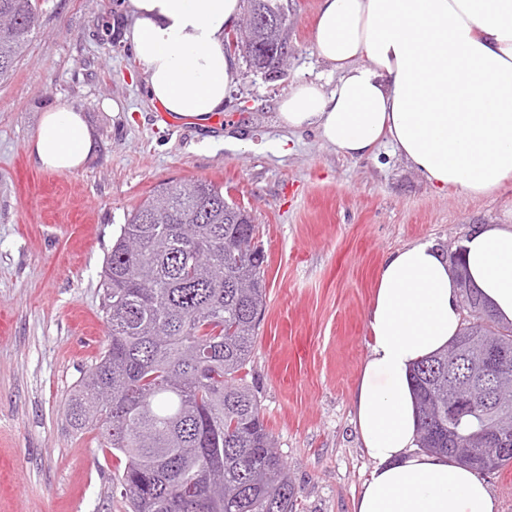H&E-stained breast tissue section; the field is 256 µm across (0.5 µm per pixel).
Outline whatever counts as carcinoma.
Wrapping results in <instances>:
<instances>
[{
	"instance_id": "obj_1",
	"label": "carcinoma",
	"mask_w": 512,
	"mask_h": 512,
	"mask_svg": "<svg viewBox=\"0 0 512 512\" xmlns=\"http://www.w3.org/2000/svg\"><path fill=\"white\" fill-rule=\"evenodd\" d=\"M38 0H0V79L10 75L38 23ZM288 0H247L266 24L245 36L241 57L271 67L288 45L277 16ZM249 210L206 180L163 182L127 216L103 263L107 343L80 380L66 414L93 424L102 449L124 458L120 496L132 512H293L295 485L240 372L266 297L264 250ZM470 320L448 348L412 374L420 447L495 471L512 453L470 427L448 429V373L467 378L485 346L512 353L504 324L477 289H462ZM512 430V393L492 426Z\"/></svg>"
}]
</instances>
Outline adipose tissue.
<instances>
[{"label": "adipose tissue", "mask_w": 512, "mask_h": 512, "mask_svg": "<svg viewBox=\"0 0 512 512\" xmlns=\"http://www.w3.org/2000/svg\"><path fill=\"white\" fill-rule=\"evenodd\" d=\"M242 0H124L123 39L165 111H223L236 80L224 36ZM316 52L326 70L297 83L277 117L316 132L337 154L373 156L379 141L424 181L479 196L512 181V0H320ZM94 149L79 108H50L32 142L39 165L72 171ZM466 272L512 322V224H482L462 242ZM371 350L352 393L373 468L353 512H498L473 469L419 447L411 369L461 324L458 286L430 241L390 253L367 312Z\"/></svg>", "instance_id": "1"}]
</instances>
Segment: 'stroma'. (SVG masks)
<instances>
[{"label":"stroma","instance_id":"1","mask_svg":"<svg viewBox=\"0 0 512 512\" xmlns=\"http://www.w3.org/2000/svg\"><path fill=\"white\" fill-rule=\"evenodd\" d=\"M38 6L29 48L0 81V512H128L113 491L122 466L64 408L107 338L104 256L128 214L175 178L223 184L251 211L269 262L247 380L288 463L295 512H352L373 466L351 394L371 348L377 268L405 244L448 254L476 225L511 220L512 183L473 197L429 186L385 143L355 160L314 133L288 136L278 101L324 70L318 0H293L287 76L240 65L204 127L150 104L121 0ZM60 102L81 107L95 138L68 172L41 169L31 148Z\"/></svg>","mask_w":512,"mask_h":512}]
</instances>
